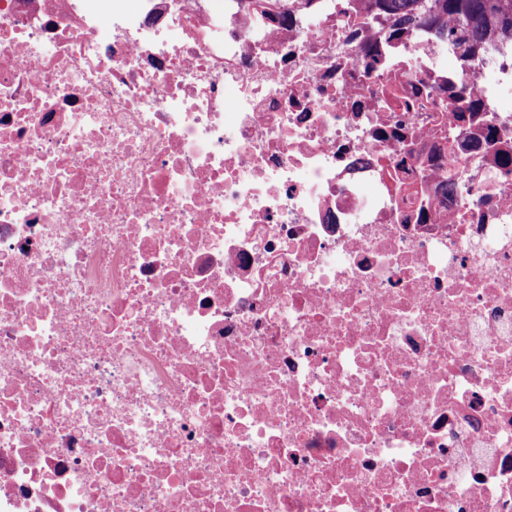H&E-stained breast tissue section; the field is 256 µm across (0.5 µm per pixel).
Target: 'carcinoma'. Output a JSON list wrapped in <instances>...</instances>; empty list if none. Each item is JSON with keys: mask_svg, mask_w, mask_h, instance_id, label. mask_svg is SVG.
<instances>
[{"mask_svg": "<svg viewBox=\"0 0 512 512\" xmlns=\"http://www.w3.org/2000/svg\"><path fill=\"white\" fill-rule=\"evenodd\" d=\"M379 14L398 27L416 24L476 54L490 41L512 45V0H374ZM261 14L278 16L288 0H261Z\"/></svg>", "mask_w": 512, "mask_h": 512, "instance_id": "obj_1", "label": "carcinoma"}]
</instances>
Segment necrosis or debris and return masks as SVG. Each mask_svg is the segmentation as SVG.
I'll return each instance as SVG.
<instances>
[{"instance_id": "obj_1", "label": "necrosis or debris", "mask_w": 512, "mask_h": 512, "mask_svg": "<svg viewBox=\"0 0 512 512\" xmlns=\"http://www.w3.org/2000/svg\"><path fill=\"white\" fill-rule=\"evenodd\" d=\"M511 94L369 0H0V512H512Z\"/></svg>"}]
</instances>
